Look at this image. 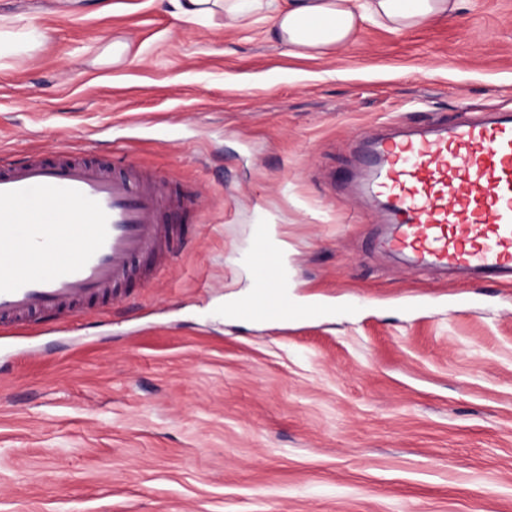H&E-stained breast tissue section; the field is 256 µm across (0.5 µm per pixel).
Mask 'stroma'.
<instances>
[{"instance_id":"stroma-1","label":"stroma","mask_w":512,"mask_h":512,"mask_svg":"<svg viewBox=\"0 0 512 512\" xmlns=\"http://www.w3.org/2000/svg\"><path fill=\"white\" fill-rule=\"evenodd\" d=\"M0 14L41 33L0 55V155L119 151L201 199L113 313L0 339V512H512V278L412 266L358 189L364 137L512 110V0L316 59L164 0ZM263 225L332 315L228 312Z\"/></svg>"}]
</instances>
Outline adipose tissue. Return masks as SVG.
<instances>
[{"label":"adipose tissue","instance_id":"1","mask_svg":"<svg viewBox=\"0 0 512 512\" xmlns=\"http://www.w3.org/2000/svg\"><path fill=\"white\" fill-rule=\"evenodd\" d=\"M462 0H168L174 16L192 21L223 15L235 28L267 22L271 40L318 57L348 47L364 20L404 32L436 18H455Z\"/></svg>","mask_w":512,"mask_h":512}]
</instances>
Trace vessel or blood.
Masks as SVG:
<instances>
[{
	"instance_id": "obj_1",
	"label": "vessel or blood",
	"mask_w": 512,
	"mask_h": 512,
	"mask_svg": "<svg viewBox=\"0 0 512 512\" xmlns=\"http://www.w3.org/2000/svg\"><path fill=\"white\" fill-rule=\"evenodd\" d=\"M367 161L366 190L394 226L385 248L425 268L512 271L511 112L383 139ZM197 211V196L126 159L104 165L66 147L0 157V333L22 334L36 320L55 332L64 318L111 312L174 260L166 216ZM137 256L146 265L133 266ZM249 263L262 290L238 304L242 319L329 315L324 303L289 299L276 280L278 250L258 244Z\"/></svg>"
}]
</instances>
